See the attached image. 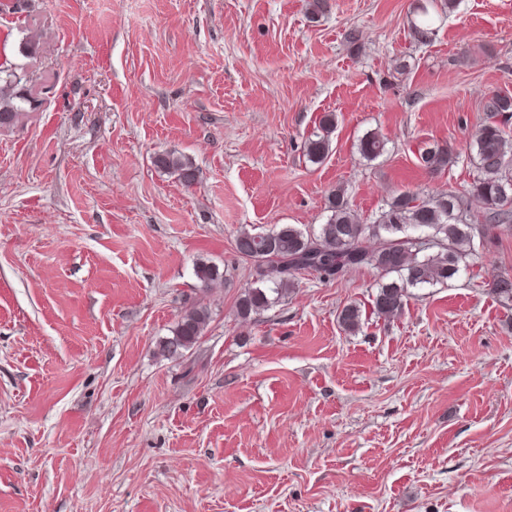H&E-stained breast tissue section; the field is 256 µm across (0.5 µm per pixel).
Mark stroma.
Wrapping results in <instances>:
<instances>
[{
	"instance_id": "35a3bbf8",
	"label": "stroma",
	"mask_w": 512,
	"mask_h": 512,
	"mask_svg": "<svg viewBox=\"0 0 512 512\" xmlns=\"http://www.w3.org/2000/svg\"><path fill=\"white\" fill-rule=\"evenodd\" d=\"M11 68L39 104L0 127V512H512V232L391 319L368 267L295 273L242 319L235 250L316 228L336 188L368 224L463 191L486 100L512 95V0H0ZM427 141L456 163L430 174ZM198 303L199 342L159 355ZM336 114L326 113L320 121L317 132L313 133L305 142L307 159L314 164L323 163L328 157L331 145V134L336 129ZM359 154L366 161H374L386 152V142L377 132H367L358 141ZM154 163L159 169L177 175L178 180L186 186H190L196 181L197 174L193 164L174 152H165L157 155Z\"/></svg>"
}]
</instances>
